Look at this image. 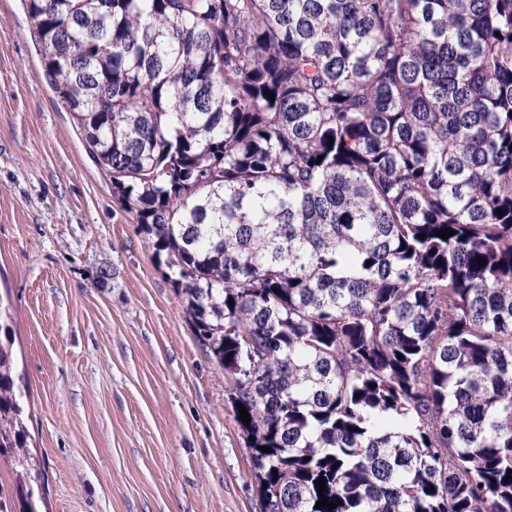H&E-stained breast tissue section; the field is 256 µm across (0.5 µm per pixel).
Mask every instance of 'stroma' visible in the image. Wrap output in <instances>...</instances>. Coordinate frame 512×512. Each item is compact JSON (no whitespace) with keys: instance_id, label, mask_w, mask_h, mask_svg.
I'll return each instance as SVG.
<instances>
[{"instance_id":"stroma-1","label":"stroma","mask_w":512,"mask_h":512,"mask_svg":"<svg viewBox=\"0 0 512 512\" xmlns=\"http://www.w3.org/2000/svg\"><path fill=\"white\" fill-rule=\"evenodd\" d=\"M166 271L51 89L24 0H0V303L46 512H261L229 376Z\"/></svg>"}]
</instances>
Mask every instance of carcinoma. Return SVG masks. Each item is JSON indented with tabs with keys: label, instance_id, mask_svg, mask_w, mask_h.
Here are the masks:
<instances>
[{
	"label": "carcinoma",
	"instance_id": "cac0c4a2",
	"mask_svg": "<svg viewBox=\"0 0 512 512\" xmlns=\"http://www.w3.org/2000/svg\"><path fill=\"white\" fill-rule=\"evenodd\" d=\"M25 2L250 415L262 512H512V0ZM12 320L0 512H39Z\"/></svg>",
	"mask_w": 512,
	"mask_h": 512
}]
</instances>
